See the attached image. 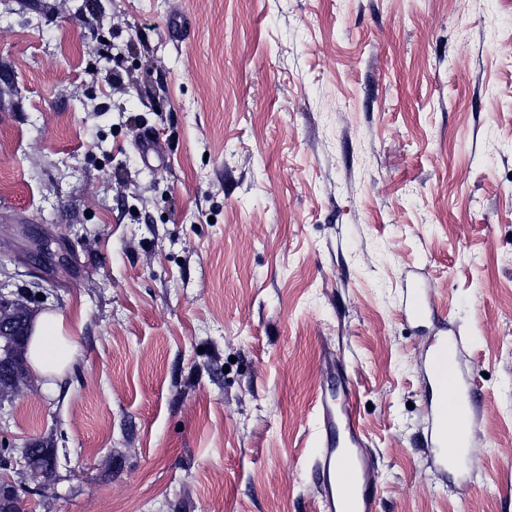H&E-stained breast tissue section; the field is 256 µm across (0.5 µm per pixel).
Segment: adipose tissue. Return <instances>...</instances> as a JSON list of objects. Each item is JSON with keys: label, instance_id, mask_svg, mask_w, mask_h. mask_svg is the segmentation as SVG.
Wrapping results in <instances>:
<instances>
[{"label": "adipose tissue", "instance_id": "obj_1", "mask_svg": "<svg viewBox=\"0 0 512 512\" xmlns=\"http://www.w3.org/2000/svg\"><path fill=\"white\" fill-rule=\"evenodd\" d=\"M62 316L38 315L30 339L28 357L35 377L55 381L61 379L75 352V343L63 334Z\"/></svg>", "mask_w": 512, "mask_h": 512}]
</instances>
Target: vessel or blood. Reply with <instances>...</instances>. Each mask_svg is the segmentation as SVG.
<instances>
[{
	"label": "vessel or blood",
	"mask_w": 512,
	"mask_h": 512,
	"mask_svg": "<svg viewBox=\"0 0 512 512\" xmlns=\"http://www.w3.org/2000/svg\"><path fill=\"white\" fill-rule=\"evenodd\" d=\"M402 311L407 319H421L427 311L424 293L411 289ZM458 349V337L436 336L426 353L430 441L444 462L456 460L477 422L471 393L458 375ZM319 440L316 478L324 489V512H377L376 489L365 476V460L359 453L361 429L352 405L336 410L322 401Z\"/></svg>",
	"instance_id": "obj_1"
}]
</instances>
